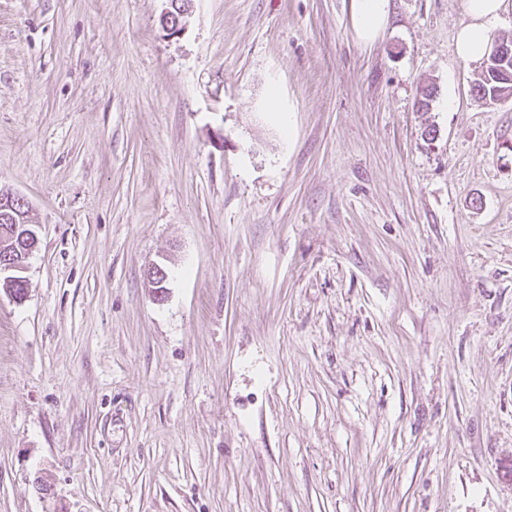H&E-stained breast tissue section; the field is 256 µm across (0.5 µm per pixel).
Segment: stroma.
Masks as SVG:
<instances>
[{
	"mask_svg": "<svg viewBox=\"0 0 512 512\" xmlns=\"http://www.w3.org/2000/svg\"><path fill=\"white\" fill-rule=\"evenodd\" d=\"M165 7L0 0V512H512V100L462 0L369 46L351 0ZM168 2V7L163 11L161 15V19L164 20L165 30L168 36H178L181 35L188 26L189 18L193 11V0H166ZM181 5V8L178 9V6ZM177 10L179 13V17L176 21L175 27L172 29L169 24H167V19L172 15L173 10ZM509 0H464L463 10L467 22L459 29L456 46L458 54L466 61L480 63L483 61L480 80L474 85L475 96L478 99L492 100L500 93L501 84L494 80L493 68L504 64L512 54V47L506 42L495 41L491 51L490 65L484 66V58L490 50L488 26L497 20L502 13L510 10ZM511 68V59L505 64Z\"/></svg>",
	"mask_w": 512,
	"mask_h": 512,
	"instance_id": "stroma-1",
	"label": "stroma"
}]
</instances>
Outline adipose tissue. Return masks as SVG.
<instances>
[{"label":"adipose tissue","mask_w":512,"mask_h":512,"mask_svg":"<svg viewBox=\"0 0 512 512\" xmlns=\"http://www.w3.org/2000/svg\"><path fill=\"white\" fill-rule=\"evenodd\" d=\"M389 0H351V21L357 38L369 45L376 41L389 18ZM467 21L459 29V55L472 63L482 62L490 50L488 26L512 10V0H463Z\"/></svg>","instance_id":"ef3b65f1"}]
</instances>
